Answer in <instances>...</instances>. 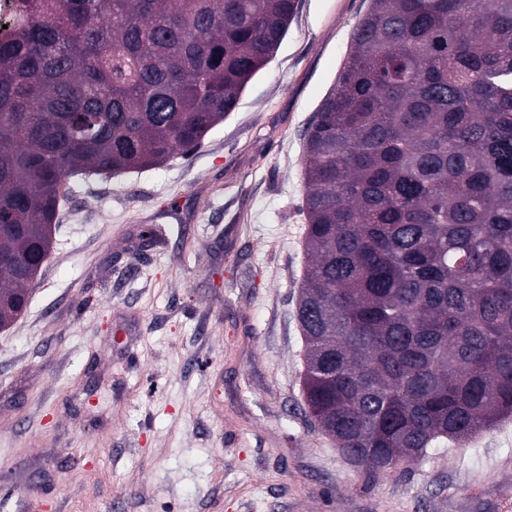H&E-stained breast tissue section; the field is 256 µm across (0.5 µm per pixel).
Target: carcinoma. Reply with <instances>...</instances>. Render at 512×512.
Returning a JSON list of instances; mask_svg holds the SVG:
<instances>
[{
	"mask_svg": "<svg viewBox=\"0 0 512 512\" xmlns=\"http://www.w3.org/2000/svg\"><path fill=\"white\" fill-rule=\"evenodd\" d=\"M0 42V328L65 186L232 111L298 0H20ZM309 416L371 477L512 418V0H370L305 134Z\"/></svg>",
	"mask_w": 512,
	"mask_h": 512,
	"instance_id": "1",
	"label": "carcinoma"
}]
</instances>
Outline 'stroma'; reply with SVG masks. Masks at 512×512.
I'll return each mask as SVG.
<instances>
[{"instance_id":"stroma-1","label":"stroma","mask_w":512,"mask_h":512,"mask_svg":"<svg viewBox=\"0 0 512 512\" xmlns=\"http://www.w3.org/2000/svg\"><path fill=\"white\" fill-rule=\"evenodd\" d=\"M370 0H300L193 152L93 175L0 329L6 512H502L512 419L368 479L303 406V131ZM162 226L157 247L144 228Z\"/></svg>"}]
</instances>
